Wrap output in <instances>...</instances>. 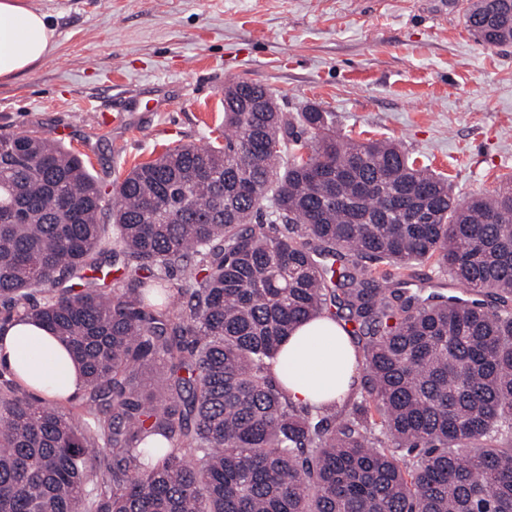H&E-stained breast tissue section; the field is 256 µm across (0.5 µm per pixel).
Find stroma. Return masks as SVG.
Instances as JSON below:
<instances>
[{
    "label": "stroma",
    "mask_w": 512,
    "mask_h": 512,
    "mask_svg": "<svg viewBox=\"0 0 512 512\" xmlns=\"http://www.w3.org/2000/svg\"><path fill=\"white\" fill-rule=\"evenodd\" d=\"M50 60L0 84V135L39 129L112 193L137 164L224 129V87L267 88L338 135L392 139L465 200L512 178V45L465 0H32Z\"/></svg>",
    "instance_id": "obj_1"
}]
</instances>
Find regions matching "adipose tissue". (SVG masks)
Here are the masks:
<instances>
[{"label":"adipose tissue","mask_w":512,"mask_h":512,"mask_svg":"<svg viewBox=\"0 0 512 512\" xmlns=\"http://www.w3.org/2000/svg\"><path fill=\"white\" fill-rule=\"evenodd\" d=\"M55 36L48 14L31 0H0V83L46 62L57 47ZM0 368L31 393L50 400H68L83 386L65 344L28 322L0 330ZM272 372L295 405L336 401L348 395L355 379L354 349L335 321L322 318L296 329Z\"/></svg>","instance_id":"1"}]
</instances>
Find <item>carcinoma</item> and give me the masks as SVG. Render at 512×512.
Returning a JSON list of instances; mask_svg holds the SVG:
<instances>
[{
	"instance_id": "obj_1",
	"label": "carcinoma",
	"mask_w": 512,
	"mask_h": 512,
	"mask_svg": "<svg viewBox=\"0 0 512 512\" xmlns=\"http://www.w3.org/2000/svg\"><path fill=\"white\" fill-rule=\"evenodd\" d=\"M464 20L512 44V0ZM329 125L232 82L224 133L135 166L110 208L80 155L0 135V328L47 326L99 403L76 420L0 392V512H512V180L462 202L395 142ZM107 253L113 284L68 286ZM431 259L475 299L376 274ZM324 317L357 342L347 414L270 374Z\"/></svg>"
}]
</instances>
